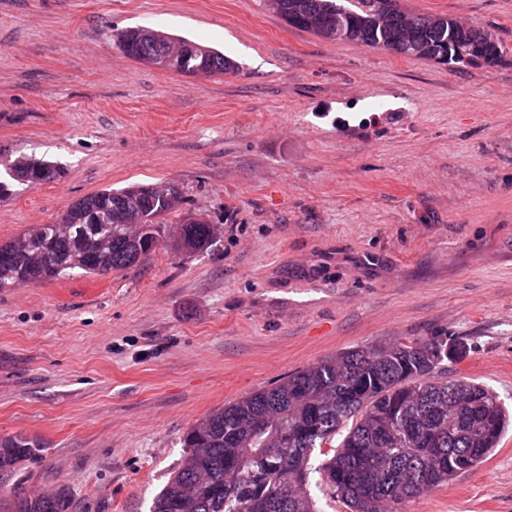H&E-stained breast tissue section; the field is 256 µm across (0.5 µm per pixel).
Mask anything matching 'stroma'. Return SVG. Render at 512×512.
<instances>
[{
    "label": "stroma",
    "instance_id": "35a3bbf8",
    "mask_svg": "<svg viewBox=\"0 0 512 512\" xmlns=\"http://www.w3.org/2000/svg\"><path fill=\"white\" fill-rule=\"evenodd\" d=\"M491 32L494 67L289 28L267 0H0V162L58 177L0 201V244L105 189L169 182L219 228L107 275L0 288V471L71 512H150L186 431L322 358L460 336L447 379L512 407V0H401ZM145 27L236 72L189 77L116 46ZM403 512H512V431ZM33 445L23 437H7L0 439V470L13 468L26 458Z\"/></svg>",
    "mask_w": 512,
    "mask_h": 512
}]
</instances>
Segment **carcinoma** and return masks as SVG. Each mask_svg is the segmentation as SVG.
I'll list each match as a JSON object with an SVG mask.
<instances>
[{
    "label": "carcinoma",
    "mask_w": 512,
    "mask_h": 512,
    "mask_svg": "<svg viewBox=\"0 0 512 512\" xmlns=\"http://www.w3.org/2000/svg\"><path fill=\"white\" fill-rule=\"evenodd\" d=\"M288 26L331 41L360 42L409 58L440 60L458 45L466 64L497 65L505 47L489 32L448 15L414 14L398 0H270ZM144 64L151 43L175 56L165 70L193 76L237 70L224 54L139 27L116 35ZM0 179V200L14 183L51 181L55 168L18 157ZM179 190L153 185L83 197L59 222L0 245V288L51 281L75 270L104 274L131 266L160 242L163 217ZM177 251L208 248L214 226L186 215ZM64 249L65 267L41 261ZM448 338L408 336L324 357L283 381L205 415L186 434L181 466L156 495L152 512H320L310 487L349 512H401L406 502L470 473L497 447L512 417L499 397L468 378L443 380ZM23 437L0 439V470L31 452ZM322 459L312 463L314 452ZM10 512H70L65 490L16 498Z\"/></svg>",
    "instance_id": "carcinoma-1"
}]
</instances>
